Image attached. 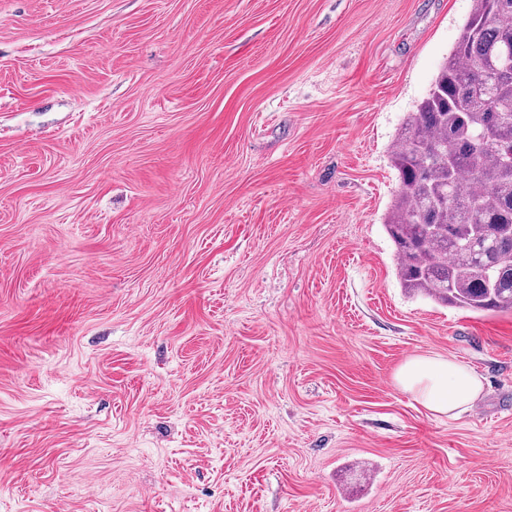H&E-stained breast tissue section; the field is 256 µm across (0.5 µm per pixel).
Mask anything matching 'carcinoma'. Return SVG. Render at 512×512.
<instances>
[{
    "label": "carcinoma",
    "mask_w": 512,
    "mask_h": 512,
    "mask_svg": "<svg viewBox=\"0 0 512 512\" xmlns=\"http://www.w3.org/2000/svg\"><path fill=\"white\" fill-rule=\"evenodd\" d=\"M512 0H473L425 98L390 150L384 218L404 291L473 313L512 312Z\"/></svg>",
    "instance_id": "obj_1"
}]
</instances>
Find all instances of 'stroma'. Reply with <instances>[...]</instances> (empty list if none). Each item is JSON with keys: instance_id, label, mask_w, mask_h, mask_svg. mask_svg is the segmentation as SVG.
<instances>
[{"instance_id": "stroma-1", "label": "stroma", "mask_w": 512, "mask_h": 512, "mask_svg": "<svg viewBox=\"0 0 512 512\" xmlns=\"http://www.w3.org/2000/svg\"><path fill=\"white\" fill-rule=\"evenodd\" d=\"M472 5L0 0V512H512V313L383 228ZM397 385L432 414L457 418L482 398V378L473 369L441 356H415L396 371Z\"/></svg>"}]
</instances>
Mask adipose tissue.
I'll use <instances>...</instances> for the list:
<instances>
[{
    "mask_svg": "<svg viewBox=\"0 0 512 512\" xmlns=\"http://www.w3.org/2000/svg\"><path fill=\"white\" fill-rule=\"evenodd\" d=\"M395 381L430 413L451 418L471 410L484 393L483 381L473 369L441 356L407 359Z\"/></svg>",
    "mask_w": 512,
    "mask_h": 512,
    "instance_id": "1",
    "label": "adipose tissue"
}]
</instances>
